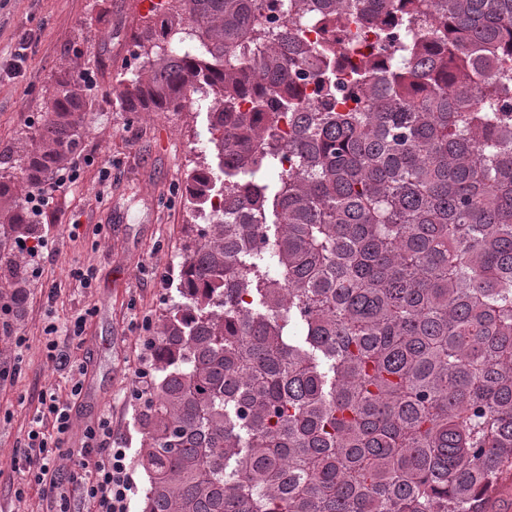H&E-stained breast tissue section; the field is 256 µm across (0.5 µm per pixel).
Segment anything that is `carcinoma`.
<instances>
[{
    "mask_svg": "<svg viewBox=\"0 0 512 512\" xmlns=\"http://www.w3.org/2000/svg\"><path fill=\"white\" fill-rule=\"evenodd\" d=\"M166 2L115 100L210 98L218 170L184 201L224 208L145 341L142 512H488L512 478V0ZM49 92L0 160L9 237L93 106L73 72Z\"/></svg>",
    "mask_w": 512,
    "mask_h": 512,
    "instance_id": "obj_1",
    "label": "carcinoma"
}]
</instances>
